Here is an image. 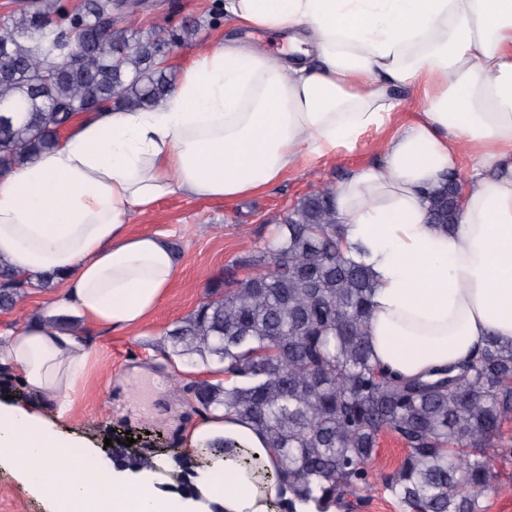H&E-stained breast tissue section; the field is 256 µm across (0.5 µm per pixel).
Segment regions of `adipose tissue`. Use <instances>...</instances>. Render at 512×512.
I'll return each mask as SVG.
<instances>
[{
	"mask_svg": "<svg viewBox=\"0 0 512 512\" xmlns=\"http://www.w3.org/2000/svg\"><path fill=\"white\" fill-rule=\"evenodd\" d=\"M234 36L196 53L148 110L80 121L55 149L0 174V260L64 275L60 309L136 332L177 278L171 247L132 232L162 198L235 202L380 136L378 163L336 189L350 257L371 271L374 362L401 380L459 372L488 338L512 344V0H224ZM286 35L269 56L254 33ZM404 89L421 99L404 118ZM475 160L444 230L429 195ZM90 351L44 321L0 336V367L65 411ZM204 451L193 495L102 461L29 405L0 406V459L57 508L275 512L277 461L250 422L216 412L190 429Z\"/></svg>",
	"mask_w": 512,
	"mask_h": 512,
	"instance_id": "1",
	"label": "adipose tissue"
}]
</instances>
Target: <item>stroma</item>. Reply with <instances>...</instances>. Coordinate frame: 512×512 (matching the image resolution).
I'll use <instances>...</instances> for the list:
<instances>
[{
  "instance_id": "stroma-1",
  "label": "stroma",
  "mask_w": 512,
  "mask_h": 512,
  "mask_svg": "<svg viewBox=\"0 0 512 512\" xmlns=\"http://www.w3.org/2000/svg\"><path fill=\"white\" fill-rule=\"evenodd\" d=\"M221 0H142L134 19L141 28L156 20L171 25L196 20L195 40L173 48L168 64L182 70L197 50L224 37ZM380 155L374 143L286 176L266 190L235 203L202 201L171 195L138 218L136 233L167 235L177 257L178 277L159 309L138 333L86 327L79 339L93 354V363L76 385L70 413L58 420L57 429L70 435L77 447L98 457L112 455L105 439L136 438L138 450H150L158 466L157 480L179 488L185 479L175 466V455L187 454L180 430L201 416L191 386L207 379V372L188 375L176 370L163 354L167 329L203 301L212 277L243 280L255 268L237 266L245 252L263 250L274 233V221L304 195L337 187L353 169L375 163ZM61 288L30 289L12 311L0 312V333L14 334L26 324L54 310ZM52 501L19 479L13 468L0 463V512H54Z\"/></svg>"
}]
</instances>
